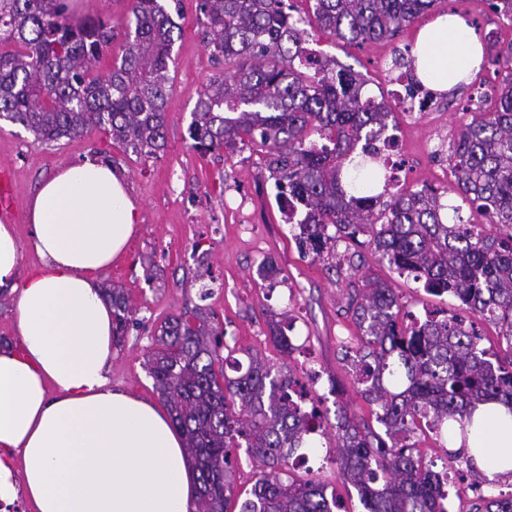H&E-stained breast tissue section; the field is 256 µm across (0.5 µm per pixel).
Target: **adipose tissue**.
I'll list each match as a JSON object with an SVG mask.
<instances>
[{"label":"adipose tissue","mask_w":512,"mask_h":512,"mask_svg":"<svg viewBox=\"0 0 512 512\" xmlns=\"http://www.w3.org/2000/svg\"><path fill=\"white\" fill-rule=\"evenodd\" d=\"M417 75L438 91L484 57L466 19L439 16L417 38ZM40 265L17 288L18 349L0 351V502L32 512H194V466L157 403L112 387V309L101 270L119 259L139 208L111 166L86 156L27 203ZM467 447L488 480L512 467V412L478 405Z\"/></svg>","instance_id":"ef3b65f1"}]
</instances>
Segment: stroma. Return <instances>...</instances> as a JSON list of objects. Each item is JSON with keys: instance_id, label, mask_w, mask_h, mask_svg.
<instances>
[{"instance_id": "stroma-1", "label": "stroma", "mask_w": 512, "mask_h": 512, "mask_svg": "<svg viewBox=\"0 0 512 512\" xmlns=\"http://www.w3.org/2000/svg\"><path fill=\"white\" fill-rule=\"evenodd\" d=\"M162 2L182 32L171 53L174 81L167 109L166 147L156 157L123 153L100 130L57 144H40L21 125L0 123V169H9L19 207L12 219L21 245L16 275L24 277L40 262L30 243L25 211L39 184L84 155H99L125 177L140 205L137 238L126 256L100 275L102 287L125 290L137 321L122 346L112 353L109 378L113 385L156 398L144 354L168 316L199 307L220 324L223 342L234 358L243 361L257 354L297 374L307 365L319 371L313 396L328 422H335L342 405L359 419H370L371 407L362 398L361 387L355 384L341 354L342 345L354 341L358 334L346 311L352 291V254H359L363 269L397 289L403 312L419 316L436 310L452 313L459 302L450 294L426 293L422 283L379 262L368 245L356 247L341 239L328 259L315 260L303 254L295 239L298 227L286 223L276 199L275 180L263 147L229 146L207 155L192 148L189 124L197 95L224 65L211 57L205 46V31L197 22L200 0ZM128 8L129 0H70L74 18L101 17L115 26L120 39L125 36ZM450 10V0H439L433 11L420 16L391 41L349 44L314 28L306 46L320 58L364 75L367 84L363 96L389 100L393 97L392 74L377 66V59L415 45L419 29ZM463 16L480 39L512 42V23L500 19L485 0H471ZM502 78L495 66H486L447 93L444 113L410 125L399 115L390 120L410 155L409 186L431 184L441 193L443 203L459 208L458 213L449 214V222L463 219L480 224L489 234L499 233V226L489 224L486 216L462 200L453 178L443 175L448 159L434 157L430 149L439 135L456 138L472 110H492V89ZM267 259L273 260L280 272L263 281L256 270ZM204 284L211 290L205 300L199 297ZM274 320L291 327L295 346L291 356L281 355L270 341L269 324ZM291 471L300 477H316L336 490L348 512H365L357 491L344 486L324 438H317L315 447L306 449L304 461L292 462Z\"/></svg>"}]
</instances>
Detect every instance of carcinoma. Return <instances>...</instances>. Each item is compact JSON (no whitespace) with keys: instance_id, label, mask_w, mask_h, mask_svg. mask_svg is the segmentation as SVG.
<instances>
[{"instance_id":"cac0c4a2","label":"carcinoma","mask_w":512,"mask_h":512,"mask_svg":"<svg viewBox=\"0 0 512 512\" xmlns=\"http://www.w3.org/2000/svg\"><path fill=\"white\" fill-rule=\"evenodd\" d=\"M120 61L106 75L95 65L112 49V24L70 19L66 0H0V120L22 125L41 143L99 129L137 156L165 147L172 88L169 62L181 30L159 0H129ZM437 0H313L295 17L285 0H202L198 22L207 48L224 70L198 94L189 126L192 147L215 152L260 141L290 210H305L295 235L322 259L336 239L358 236L398 273H408L436 295L451 293L462 310L501 329L508 357L481 347L475 322L455 314L419 324L399 322L395 288L362 275L347 311L359 330L342 347L356 383L365 386L383 433L342 411L326 423L316 404L292 400L290 370L248 355L224 373V332L196 308L171 315L155 334L145 366L185 438L193 460L196 512H228L234 497L237 450L263 466L238 512H338L336 491L313 478L284 477L298 450L314 435L336 451L344 483L357 490L366 512H444L441 487L448 465L472 460L444 450L428 459L417 435L467 433L479 404L500 403L512 413V72L493 89L491 112L474 111L454 140L450 161L456 188L490 223L507 229L485 234L474 224L444 221L447 205L433 189H394L385 177L372 195L354 193L349 174L369 172L371 140L388 128L389 103L362 99L361 74L309 55L307 28L316 25L347 43L395 38ZM488 63L512 69V42L489 43ZM328 145L317 147V142ZM113 345L125 340L132 310L123 291L107 288ZM280 353L293 347L289 327L270 324ZM473 512H512V498L480 499Z\"/></svg>"}]
</instances>
